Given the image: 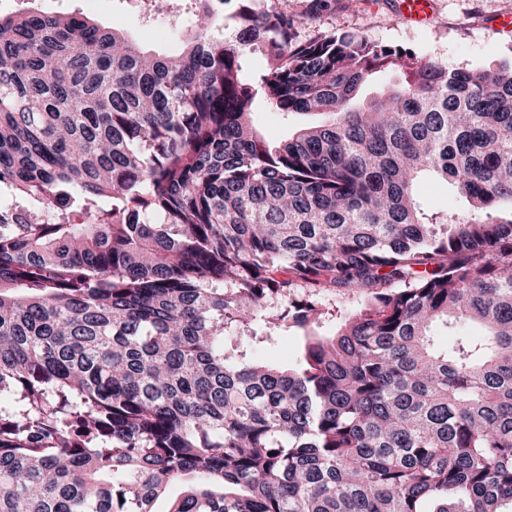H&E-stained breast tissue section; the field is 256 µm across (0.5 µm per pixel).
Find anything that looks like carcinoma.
Listing matches in <instances>:
<instances>
[{
  "label": "carcinoma",
  "instance_id": "carcinoma-1",
  "mask_svg": "<svg viewBox=\"0 0 512 512\" xmlns=\"http://www.w3.org/2000/svg\"><path fill=\"white\" fill-rule=\"evenodd\" d=\"M193 2L0 16V512H512V68ZM9 1L0 8V15H12L21 11L68 14L81 12L84 16L105 27L124 30L139 40L148 50L162 51L180 48L181 30L187 29L193 22L190 5H182L181 16L172 12L171 27L167 15L156 14L147 27L132 0H0ZM252 120L258 133L273 142L288 138V135L305 122L303 118H291L288 121L265 106L258 107L252 114ZM419 193L424 202L432 209L438 211H456L460 203L452 196L445 186L433 181L420 184ZM284 337L275 346L274 350L269 353V351L261 350L258 352V355L263 358H269L273 361L278 362L282 367H288L295 362L297 352H298V341L295 336H298V331L294 328L288 330V334H285Z\"/></svg>",
  "mask_w": 512,
  "mask_h": 512
}]
</instances>
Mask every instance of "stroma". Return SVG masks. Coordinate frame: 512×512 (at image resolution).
I'll return each mask as SVG.
<instances>
[{
	"mask_svg": "<svg viewBox=\"0 0 512 512\" xmlns=\"http://www.w3.org/2000/svg\"><path fill=\"white\" fill-rule=\"evenodd\" d=\"M399 0H336L312 21L319 31H349L397 48L438 56L449 69L477 70L499 64L512 67V29L500 18L512 16V0H433L430 20L411 24L401 16ZM68 14L79 12L96 23L124 30L153 51L180 48L182 27L193 14L183 8L181 27L170 26L166 15L144 23L134 0H8L0 15L21 11Z\"/></svg>",
	"mask_w": 512,
	"mask_h": 512,
	"instance_id": "1",
	"label": "stroma"
}]
</instances>
